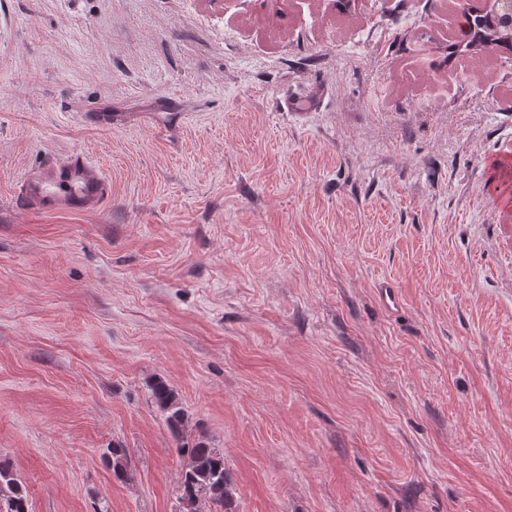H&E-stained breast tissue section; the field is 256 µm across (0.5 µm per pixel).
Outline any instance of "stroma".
<instances>
[{
  "label": "stroma",
  "instance_id": "stroma-1",
  "mask_svg": "<svg viewBox=\"0 0 512 512\" xmlns=\"http://www.w3.org/2000/svg\"><path fill=\"white\" fill-rule=\"evenodd\" d=\"M461 7L0 0V461L29 512H180L159 380L237 512H512V61L449 57ZM73 153L99 207L17 203Z\"/></svg>",
  "mask_w": 512,
  "mask_h": 512
}]
</instances>
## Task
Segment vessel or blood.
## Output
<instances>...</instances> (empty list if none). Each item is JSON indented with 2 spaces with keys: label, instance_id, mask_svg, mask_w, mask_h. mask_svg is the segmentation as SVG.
Instances as JSON below:
<instances>
[{
  "label": "vessel or blood",
  "instance_id": "1",
  "mask_svg": "<svg viewBox=\"0 0 512 512\" xmlns=\"http://www.w3.org/2000/svg\"><path fill=\"white\" fill-rule=\"evenodd\" d=\"M21 198L45 211H80L97 206L109 194L102 174L80 153L53 163L46 172L28 176Z\"/></svg>",
  "mask_w": 512,
  "mask_h": 512
}]
</instances>
